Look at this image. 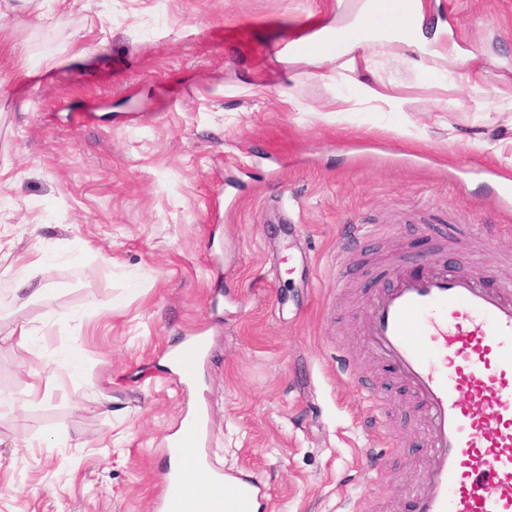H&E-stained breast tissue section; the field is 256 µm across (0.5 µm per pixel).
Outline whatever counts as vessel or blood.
<instances>
[{"label": "vessel or blood", "mask_w": 512, "mask_h": 512, "mask_svg": "<svg viewBox=\"0 0 512 512\" xmlns=\"http://www.w3.org/2000/svg\"><path fill=\"white\" fill-rule=\"evenodd\" d=\"M365 342L413 393L426 421L431 463L413 492L414 512H512V284L491 283L431 260L422 273L394 268L369 300ZM200 347L177 355L186 380ZM204 408L182 420L157 512H249L252 479L211 468ZM203 474L198 487L189 477Z\"/></svg>", "instance_id": "1"}]
</instances>
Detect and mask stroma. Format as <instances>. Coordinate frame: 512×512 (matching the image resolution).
Here are the masks:
<instances>
[{"label":"stroma","mask_w":512,"mask_h":512,"mask_svg":"<svg viewBox=\"0 0 512 512\" xmlns=\"http://www.w3.org/2000/svg\"><path fill=\"white\" fill-rule=\"evenodd\" d=\"M9 4L0 512H155L168 439L200 404L210 460L261 484L259 512H411L423 412L368 352L367 303L394 266L435 258L512 282V169L495 152L512 139V0H442L489 61L491 103L448 93L454 142L439 90L401 61L381 71L398 113L348 111V88L276 59L336 0ZM404 117L417 140L398 139ZM36 250L44 301L14 291ZM194 336L210 350L192 387L161 360Z\"/></svg>","instance_id":"35a3bbf8"}]
</instances>
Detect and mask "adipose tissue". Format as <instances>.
<instances>
[{
  "label": "adipose tissue",
  "mask_w": 512,
  "mask_h": 512,
  "mask_svg": "<svg viewBox=\"0 0 512 512\" xmlns=\"http://www.w3.org/2000/svg\"><path fill=\"white\" fill-rule=\"evenodd\" d=\"M318 29L291 28L297 43L309 46L305 62L314 78L350 87L351 110L398 112L402 101L391 94L379 74L382 60L414 65L427 82L447 90V76L459 72L474 88L485 80L482 56L451 42L452 28L436 13L432 0H364L354 23L318 19Z\"/></svg>",
  "instance_id": "1"
}]
</instances>
